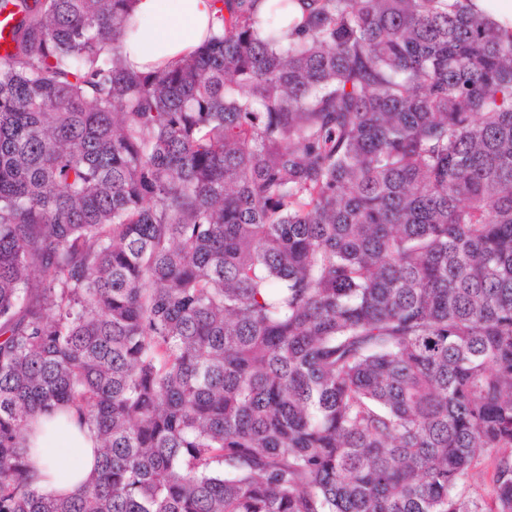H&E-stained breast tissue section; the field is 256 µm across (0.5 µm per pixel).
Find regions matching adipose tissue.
<instances>
[{"mask_svg":"<svg viewBox=\"0 0 512 512\" xmlns=\"http://www.w3.org/2000/svg\"><path fill=\"white\" fill-rule=\"evenodd\" d=\"M216 22L212 0H136L135 28L123 44L127 62L137 71L175 63L197 49ZM95 446L77 418L61 426L39 420L31 439L33 487L74 491L94 466Z\"/></svg>","mask_w":512,"mask_h":512,"instance_id":"ef3b65f1","label":"adipose tissue"}]
</instances>
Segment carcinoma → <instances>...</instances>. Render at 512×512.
Returning <instances> with one entry per match:
<instances>
[{"instance_id": "carcinoma-1", "label": "carcinoma", "mask_w": 512, "mask_h": 512, "mask_svg": "<svg viewBox=\"0 0 512 512\" xmlns=\"http://www.w3.org/2000/svg\"><path fill=\"white\" fill-rule=\"evenodd\" d=\"M133 2L0 0V512H512V29L219 0L141 72ZM46 419V416L38 419L31 438L35 461L32 485L41 490L74 491L94 466L96 441L86 427L80 429L74 410L69 414V421L61 426ZM495 472V462L493 458L486 455H480L475 462L473 470V479L467 489L468 495L476 500L481 506L480 510L489 512L491 499L486 496V488L492 483Z\"/></svg>"}]
</instances>
